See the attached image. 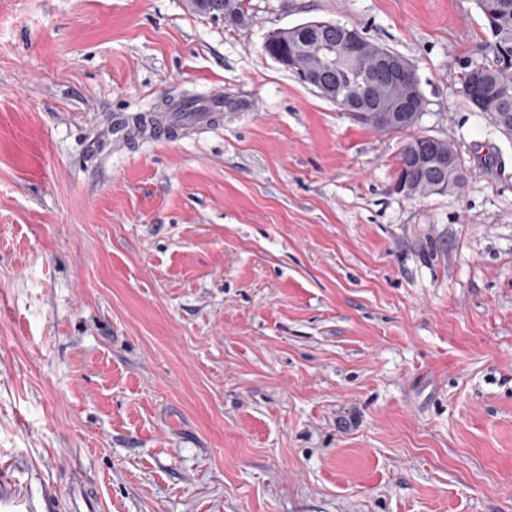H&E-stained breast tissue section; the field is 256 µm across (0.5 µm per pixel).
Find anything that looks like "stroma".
Listing matches in <instances>:
<instances>
[{"label": "stroma", "instance_id": "35a3bbf8", "mask_svg": "<svg viewBox=\"0 0 512 512\" xmlns=\"http://www.w3.org/2000/svg\"><path fill=\"white\" fill-rule=\"evenodd\" d=\"M0 0V498L65 512H512V135L459 93L475 0ZM405 57L374 129L268 34ZM223 93V123L102 148L114 116ZM460 186L395 188L411 137ZM189 2L193 9L200 13L222 14L226 23L245 26L250 21L244 0H191ZM431 138L436 137L415 136L410 138L402 146L397 157V180L407 176L409 177V181L414 178L415 173L411 164V152L416 147H427L431 146L432 143H435L436 146L448 151V154L445 152L436 151L434 149L429 150L427 153L421 156V159H419V169L423 174L427 171L444 172L448 166V163L451 162L454 158V153L456 150L453 144L446 139L436 138L440 141H434ZM69 509L72 512H100L102 501L80 473H75L67 486Z\"/></svg>", "mask_w": 512, "mask_h": 512}]
</instances>
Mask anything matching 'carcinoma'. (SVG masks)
Here are the masks:
<instances>
[{
	"instance_id": "cac0c4a2",
	"label": "carcinoma",
	"mask_w": 512,
	"mask_h": 512,
	"mask_svg": "<svg viewBox=\"0 0 512 512\" xmlns=\"http://www.w3.org/2000/svg\"><path fill=\"white\" fill-rule=\"evenodd\" d=\"M193 9L203 14L219 13L224 22L236 26H245L250 15L244 0H190ZM481 14H496L497 32L489 44L492 58L484 62L483 78L487 80L489 103L486 114L506 110L512 113V71L495 67L500 47L512 48V0H476ZM372 42L366 46L350 51L343 47L336 48V30H330L317 40H308L303 27L290 32L275 30L268 34L263 49L274 59H293L291 71L298 75L300 71L322 65L325 78L344 87L354 89L363 74L372 71L377 61L370 52ZM436 145L448 149L447 140L434 141L429 136L410 138L401 148L397 157V179L414 178L411 164V152L417 147Z\"/></svg>"
}]
</instances>
